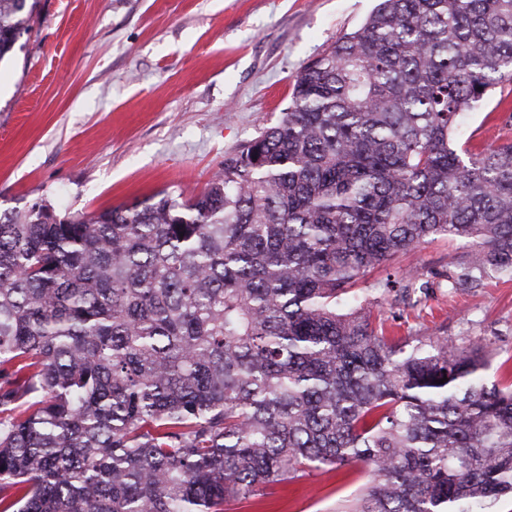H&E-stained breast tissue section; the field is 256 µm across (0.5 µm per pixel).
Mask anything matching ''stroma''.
<instances>
[{
    "instance_id": "stroma-1",
    "label": "stroma",
    "mask_w": 512,
    "mask_h": 512,
    "mask_svg": "<svg viewBox=\"0 0 512 512\" xmlns=\"http://www.w3.org/2000/svg\"><path fill=\"white\" fill-rule=\"evenodd\" d=\"M376 0H40L0 64V210L37 200L92 214L166 190L199 194L227 154L287 108L297 73L364 24ZM492 91L464 113L454 146L512 139ZM428 241L388 272L435 270L465 252ZM390 335L478 341L488 383L512 386V279L474 291L433 282L408 307L382 296ZM365 468L313 470L224 512H349Z\"/></svg>"
}]
</instances>
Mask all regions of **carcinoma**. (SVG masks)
Masks as SVG:
<instances>
[{
  "label": "carcinoma",
  "mask_w": 512,
  "mask_h": 512,
  "mask_svg": "<svg viewBox=\"0 0 512 512\" xmlns=\"http://www.w3.org/2000/svg\"><path fill=\"white\" fill-rule=\"evenodd\" d=\"M39 3L0 0V62ZM497 87L512 0H379L197 196L0 211V512H224L349 465L353 512L512 495L489 346L395 339L353 292L435 239L467 243L454 289L512 276V140L450 146ZM418 281L373 289L414 306Z\"/></svg>",
  "instance_id": "cac0c4a2"
}]
</instances>
